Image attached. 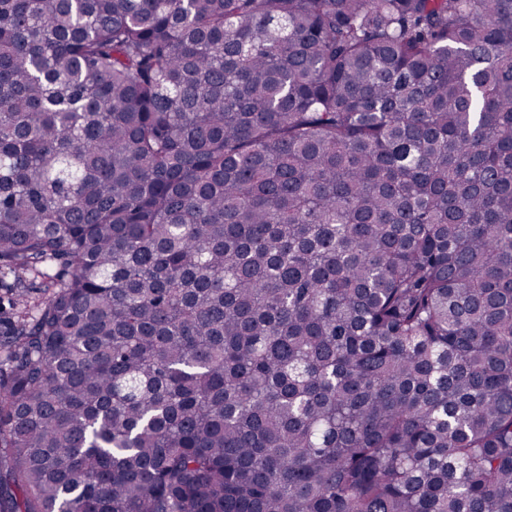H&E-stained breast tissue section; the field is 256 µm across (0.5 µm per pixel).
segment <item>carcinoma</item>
Listing matches in <instances>:
<instances>
[{"label":"carcinoma","instance_id":"obj_1","mask_svg":"<svg viewBox=\"0 0 512 512\" xmlns=\"http://www.w3.org/2000/svg\"><path fill=\"white\" fill-rule=\"evenodd\" d=\"M0 512H512V0H0ZM12 282L11 276L0 273V320L2 321L8 318L16 320L21 311L19 297L17 296L13 300Z\"/></svg>","mask_w":512,"mask_h":512}]
</instances>
